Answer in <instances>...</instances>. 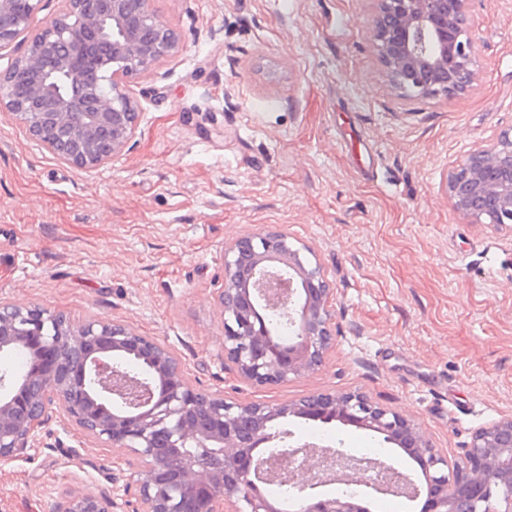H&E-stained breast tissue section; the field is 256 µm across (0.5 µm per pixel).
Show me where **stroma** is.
I'll use <instances>...</instances> for the list:
<instances>
[{
  "label": "stroma",
  "mask_w": 512,
  "mask_h": 512,
  "mask_svg": "<svg viewBox=\"0 0 512 512\" xmlns=\"http://www.w3.org/2000/svg\"><path fill=\"white\" fill-rule=\"evenodd\" d=\"M178 52L132 79L142 111L112 162L57 161L0 110V299L165 341L192 382L242 402L359 390L461 456L512 417V225L459 213L449 171L512 130V0H470L472 92L406 98L370 41L373 0H151ZM269 224L313 251L335 289L336 346L318 371L254 386L226 367L213 293L224 247ZM358 453L375 433L290 417ZM118 450L59 413L0 460V512H55L112 481Z\"/></svg>",
  "instance_id": "stroma-1"
}]
</instances>
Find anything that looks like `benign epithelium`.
Segmentation results:
<instances>
[{"instance_id":"obj_1","label":"benign epithelium","mask_w":512,"mask_h":512,"mask_svg":"<svg viewBox=\"0 0 512 512\" xmlns=\"http://www.w3.org/2000/svg\"><path fill=\"white\" fill-rule=\"evenodd\" d=\"M41 0H0V52L27 42L25 53L0 69V108L58 161L79 170L110 162L134 136L140 117L130 80L176 53L179 35L150 0H61L39 33L28 16ZM369 36L404 96L452 98L472 84L479 44L467 0H373ZM72 88L61 93L41 79L23 100L10 90L12 73L40 71ZM454 208L476 217L494 205V224H512V134L470 152L446 182ZM334 288L320 264L303 260L288 234L268 227L224 248V284L215 296L224 325V365L256 386L319 370L336 342ZM296 329L284 341L263 311ZM34 349L40 357L18 373H0V459L33 448L38 428L58 406L91 442L119 448L138 466L140 512H274L257 480L294 488L297 512H366L360 495L393 493L417 499L410 475L394 464L341 448L320 451L270 423L288 417L333 421L378 434L413 458L426 484L421 512H512V418L479 428L459 460L439 453L407 415L359 391H321L293 402L244 403L193 386L182 362L158 339L127 324L89 320L76 325L36 305L0 302V352ZM131 359L142 372L121 364ZM331 483L362 494H318ZM115 499L67 491L58 512H114Z\"/></svg>"}]
</instances>
